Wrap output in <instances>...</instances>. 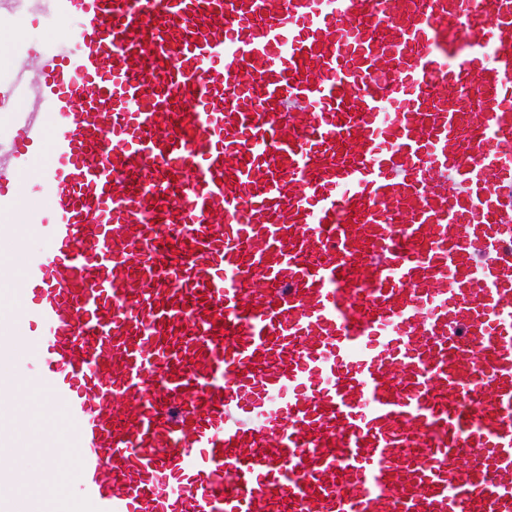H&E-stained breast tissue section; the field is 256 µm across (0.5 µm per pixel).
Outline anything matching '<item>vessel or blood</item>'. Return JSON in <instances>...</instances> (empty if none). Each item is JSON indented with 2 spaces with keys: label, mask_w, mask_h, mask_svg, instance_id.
<instances>
[{
  "label": "vessel or blood",
  "mask_w": 512,
  "mask_h": 512,
  "mask_svg": "<svg viewBox=\"0 0 512 512\" xmlns=\"http://www.w3.org/2000/svg\"><path fill=\"white\" fill-rule=\"evenodd\" d=\"M27 17L65 38L0 46V512L30 431L45 512H512V0Z\"/></svg>",
  "instance_id": "obj_1"
}]
</instances>
